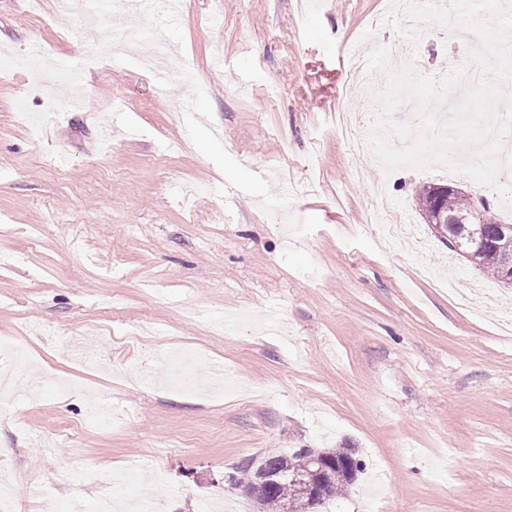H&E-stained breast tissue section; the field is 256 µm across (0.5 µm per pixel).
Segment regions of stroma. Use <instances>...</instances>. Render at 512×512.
Segmentation results:
<instances>
[{"mask_svg": "<svg viewBox=\"0 0 512 512\" xmlns=\"http://www.w3.org/2000/svg\"><path fill=\"white\" fill-rule=\"evenodd\" d=\"M20 2L0 0V345L29 365L0 402V475L19 512H69L103 471L155 512H257L226 472L338 446L363 470L316 512H512V287L452 255L415 193L500 201L439 170L354 178L336 134L339 109H365L345 93L351 50L404 63L405 39L373 25L387 0H45L24 22ZM96 18L137 49L75 52ZM36 40L55 98L85 103L40 128L14 63ZM471 49L433 26L412 68ZM171 51L188 71L140 64ZM373 208L406 212L422 249L387 240Z\"/></svg>", "mask_w": 512, "mask_h": 512, "instance_id": "35a3bbf8", "label": "stroma"}]
</instances>
